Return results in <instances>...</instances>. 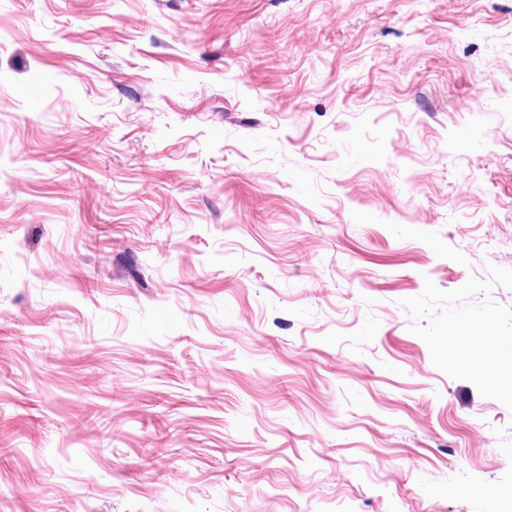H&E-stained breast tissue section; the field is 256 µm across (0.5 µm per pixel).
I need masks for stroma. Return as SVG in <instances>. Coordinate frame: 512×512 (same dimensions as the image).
I'll return each mask as SVG.
<instances>
[{
	"label": "stroma",
	"instance_id": "1",
	"mask_svg": "<svg viewBox=\"0 0 512 512\" xmlns=\"http://www.w3.org/2000/svg\"><path fill=\"white\" fill-rule=\"evenodd\" d=\"M506 91L512 0H0V512H499Z\"/></svg>",
	"mask_w": 512,
	"mask_h": 512
}]
</instances>
